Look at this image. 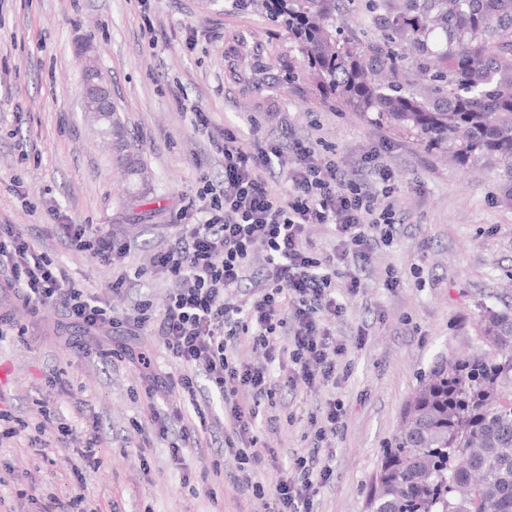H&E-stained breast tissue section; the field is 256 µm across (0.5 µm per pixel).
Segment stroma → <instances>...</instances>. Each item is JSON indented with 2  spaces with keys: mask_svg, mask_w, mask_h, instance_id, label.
Masks as SVG:
<instances>
[{
  "mask_svg": "<svg viewBox=\"0 0 512 512\" xmlns=\"http://www.w3.org/2000/svg\"><path fill=\"white\" fill-rule=\"evenodd\" d=\"M81 40L95 46L126 135L152 178L135 209L126 205L128 186L111 151L83 117L74 59ZM259 65L271 82H250ZM289 70L296 81L286 86L280 77ZM195 105L207 129L194 126ZM228 128L278 143L288 135L310 140L316 158H335L350 172H364L375 153L392 175L399 219L392 243L374 246L368 261L349 262L361 281L357 293L335 279L345 305L330 326L346 347L340 382L279 387L274 405H261L255 431V452L275 449L284 462L316 445L332 450L334 476L315 496V512H368L382 451L411 393L438 359L479 350V304L512 300V206L500 200L495 168L448 162L412 132L323 94L285 25L255 0H0V225L27 234L114 314L144 298L164 309L165 276L133 278L115 293L112 269L146 266L177 225L200 220L196 191L202 180L223 179L215 143ZM69 224L99 227L129 251L115 264L76 251ZM390 269L402 273L399 287H387ZM2 310L29 332L0 338V360L17 370L0 401L26 419L46 407L72 432L51 436L42 457L28 433L0 441V512H43L48 504L65 512L78 492L99 512H272L269 498L243 493L234 481L238 463L222 445L230 421L205 374L196 381L218 420L212 434L187 451L182 469L170 454L179 426L155 439L143 411L148 372L161 377L158 407L175 406L182 393L164 380L176 366L153 328L130 341L150 358L146 368L111 357V324L87 336L67 327L53 303L32 312L2 297ZM333 399L344 402L345 423L317 440L315 418ZM94 432L100 467L80 483L70 466ZM26 475L36 491L20 500L14 480Z\"/></svg>",
  "mask_w": 512,
  "mask_h": 512,
  "instance_id": "stroma-1",
  "label": "stroma"
}]
</instances>
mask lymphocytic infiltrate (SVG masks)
<instances>
[{"mask_svg": "<svg viewBox=\"0 0 512 512\" xmlns=\"http://www.w3.org/2000/svg\"><path fill=\"white\" fill-rule=\"evenodd\" d=\"M290 148L294 166L288 173L289 189L279 194L268 175L281 155L280 144L257 135L245 140L225 129L219 146L224 178L197 190L203 219L180 225L173 242L149 259L151 271L173 283L162 312L144 299L132 313L113 315L111 305L80 288L8 224L0 225V294L31 310L58 303L69 323L87 334L106 322L124 336L154 326L169 356L183 367L174 383L187 394L198 418L197 424L183 428L182 444L171 448L176 463L185 462L184 444L194 443L207 429V412L197 403L192 375L200 368L231 420L224 445L239 463V486L269 494L273 512H313L314 497L333 476L331 455L312 449L295 459L296 477H281L268 487L255 481L258 469L277 462L276 455L265 458L253 450L257 407L276 394L274 366L285 368L282 382L287 386L336 380L344 352L328 328L344 312L335 295L336 266L350 257L368 260L373 242L391 243L396 211L391 174L376 155H369L366 164L382 185L378 193L362 177L345 173L336 160L316 159L309 140H293ZM309 224L332 226L339 239L333 254L319 255L308 245L304 228ZM67 236L75 248L103 261L117 260L128 250L90 224L68 225ZM259 249L265 251L266 263L252 286L245 288L240 302L224 301V294L243 288L250 259ZM286 330L292 336L287 354L272 346ZM244 338L265 348V364H242L232 357L231 345ZM241 392L247 401L238 400Z\"/></svg>", "mask_w": 512, "mask_h": 512, "instance_id": "1", "label": "lymphocytic infiltrate"}]
</instances>
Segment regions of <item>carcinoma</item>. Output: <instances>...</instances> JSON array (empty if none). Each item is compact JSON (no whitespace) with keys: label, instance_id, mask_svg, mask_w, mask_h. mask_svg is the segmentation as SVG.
<instances>
[{"label":"carcinoma","instance_id":"1","mask_svg":"<svg viewBox=\"0 0 512 512\" xmlns=\"http://www.w3.org/2000/svg\"><path fill=\"white\" fill-rule=\"evenodd\" d=\"M363 39L333 30L339 0H288V34L320 81L355 112L498 168L512 204V0H368ZM123 176L148 187L139 153L112 116ZM483 353L436 361L385 448L370 512H512V305L484 306Z\"/></svg>","mask_w":512,"mask_h":512}]
</instances>
